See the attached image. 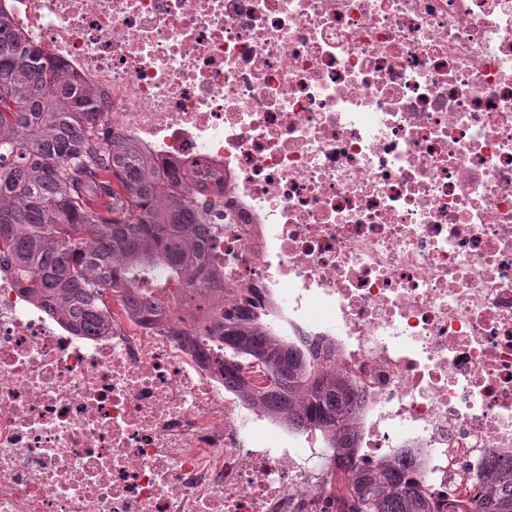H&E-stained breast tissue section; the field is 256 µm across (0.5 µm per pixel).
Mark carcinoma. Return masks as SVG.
Listing matches in <instances>:
<instances>
[{
    "mask_svg": "<svg viewBox=\"0 0 512 512\" xmlns=\"http://www.w3.org/2000/svg\"><path fill=\"white\" fill-rule=\"evenodd\" d=\"M21 42L0 9V250L19 290L72 329L98 336L112 325V291L148 316L165 312L162 299L141 295L160 273L192 292L203 318L190 333L224 345V378L239 384V363L259 360L270 382L261 404L301 424H336L343 399L335 380L310 378L304 351L215 307L220 280L193 261L204 232L188 183L173 171L159 191L136 143L96 136L97 90ZM347 448L343 436L337 453L349 470L336 498L352 512H429L405 465L355 469ZM473 512H512L511 466L490 472Z\"/></svg>",
    "mask_w": 512,
    "mask_h": 512,
    "instance_id": "obj_1",
    "label": "carcinoma"
}]
</instances>
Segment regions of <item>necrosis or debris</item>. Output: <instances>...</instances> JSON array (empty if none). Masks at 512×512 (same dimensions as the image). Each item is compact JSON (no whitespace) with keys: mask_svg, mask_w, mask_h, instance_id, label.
I'll return each instance as SVG.
<instances>
[{"mask_svg":"<svg viewBox=\"0 0 512 512\" xmlns=\"http://www.w3.org/2000/svg\"><path fill=\"white\" fill-rule=\"evenodd\" d=\"M187 176L225 314L350 396L299 429L198 355L192 303L73 331L0 269V512H327L335 434L471 512L512 463V0H0Z\"/></svg>","mask_w":512,"mask_h":512,"instance_id":"1","label":"necrosis or debris"}]
</instances>
